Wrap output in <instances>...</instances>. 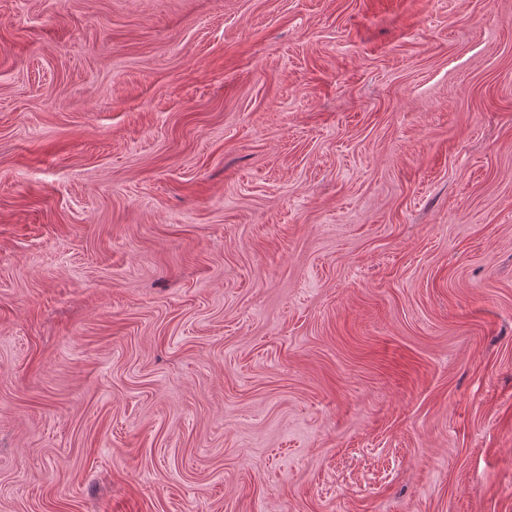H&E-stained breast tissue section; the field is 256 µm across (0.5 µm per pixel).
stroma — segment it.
<instances>
[{
    "instance_id": "obj_1",
    "label": "stroma",
    "mask_w": 512,
    "mask_h": 512,
    "mask_svg": "<svg viewBox=\"0 0 512 512\" xmlns=\"http://www.w3.org/2000/svg\"><path fill=\"white\" fill-rule=\"evenodd\" d=\"M0 512H512V0H0Z\"/></svg>"
}]
</instances>
